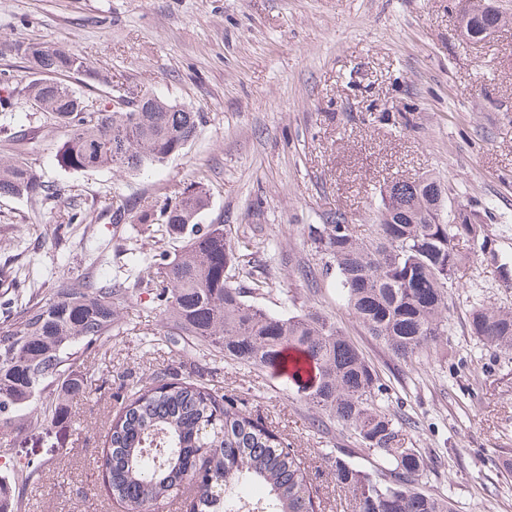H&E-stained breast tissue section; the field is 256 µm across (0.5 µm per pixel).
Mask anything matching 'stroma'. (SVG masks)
<instances>
[{
  "mask_svg": "<svg viewBox=\"0 0 512 512\" xmlns=\"http://www.w3.org/2000/svg\"><path fill=\"white\" fill-rule=\"evenodd\" d=\"M488 42L461 33L458 0H0V72L18 111L0 112V162L23 159L62 194L0 196V320L63 275L118 269L124 250L156 248L146 207L204 181L201 223L221 224L253 244L236 278L268 287L257 305L277 312L284 298L332 315L389 387L394 412L412 417L413 446L428 463L416 490L451 498L456 512H512V353L470 331L474 299L512 310V0ZM37 41L81 54L110 83L81 95L112 108L121 91H147L199 112L196 137L161 165L130 175L57 165L67 135L27 99L26 61L10 52ZM433 175L483 226L477 267L448 289L442 347L407 365L355 320L322 274L311 227L333 212L369 223L380 190ZM78 224L58 226L66 206ZM126 207L121 223L112 212ZM318 271L315 281L302 272ZM147 294L119 310L125 330L103 338L81 367L92 386L64 412L42 399L0 438V475L13 478L21 512H126L112 499L100 461L110 421L136 381L161 371L185 375L197 362L183 342L153 326L154 344L131 329ZM213 382L244 400L302 451L308 487L323 512H342L333 449L371 469L339 425L318 435L317 410L269 372L221 363Z\"/></svg>",
  "mask_w": 512,
  "mask_h": 512,
  "instance_id": "stroma-1",
  "label": "stroma"
}]
</instances>
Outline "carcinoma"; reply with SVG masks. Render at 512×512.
<instances>
[{
    "label": "carcinoma",
    "mask_w": 512,
    "mask_h": 512,
    "mask_svg": "<svg viewBox=\"0 0 512 512\" xmlns=\"http://www.w3.org/2000/svg\"><path fill=\"white\" fill-rule=\"evenodd\" d=\"M489 0H474L476 33L487 39L502 25ZM11 51L37 78L29 96L41 99L46 117L69 135L56 149L65 169L112 168L131 174L162 164L192 141L200 113L150 93L145 107L124 112H85L88 99L68 86L43 84L44 74L68 75L87 87L107 77L84 56L41 42H16ZM58 190L22 162H0V194ZM449 196L433 176L398 180L381 194L372 223L357 233L336 211L315 231L312 243L322 270L336 273L340 295L369 335L400 361L411 363L436 349L447 332L448 285L479 254L459 250L477 239L475 215L457 208L459 222L443 218ZM209 203L206 185H189L178 200L159 207L154 229L160 246L148 255L129 249L123 268L110 277L62 278L52 296L28 302L0 323V413L23 410L57 389L83 390L73 374L77 362L117 326V305L137 289L151 297L143 314L173 330L193 350L220 355L240 367L272 372L285 359L308 365L288 388L311 403L324 430L336 422L350 430L361 451L379 461L368 470L335 458L336 485L348 497L346 512H455L449 498L417 491L426 471L412 447L416 422L390 409L389 386L349 336L317 309L270 313L251 297L267 282L237 284L243 240L233 241L222 224L203 226L197 217ZM183 242L171 252V239ZM472 333L486 345L512 352V311L477 303L469 314ZM102 457L108 491L118 502L142 508L190 488V512H317L301 458L275 430L259 423L245 402L219 393L213 384L174 374L135 388L111 420Z\"/></svg>",
    "instance_id": "1"
}]
</instances>
